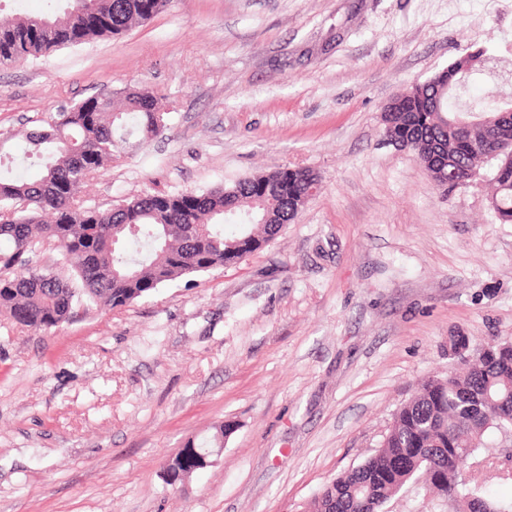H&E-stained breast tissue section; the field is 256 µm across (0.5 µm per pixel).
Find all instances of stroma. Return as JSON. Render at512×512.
Instances as JSON below:
<instances>
[{
  "label": "stroma",
  "instance_id": "stroma-1",
  "mask_svg": "<svg viewBox=\"0 0 512 512\" xmlns=\"http://www.w3.org/2000/svg\"><path fill=\"white\" fill-rule=\"evenodd\" d=\"M169 0L122 37L0 66V137L130 84L167 127L84 187L107 208L282 168L320 180L261 250L35 331L0 314V512H304L448 368V338L512 339V224L490 164L445 191L381 114L485 51L512 75V0ZM236 425L169 483L188 440Z\"/></svg>",
  "mask_w": 512,
  "mask_h": 512
}]
</instances>
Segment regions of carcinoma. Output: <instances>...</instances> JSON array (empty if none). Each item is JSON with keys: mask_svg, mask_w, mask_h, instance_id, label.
<instances>
[{"mask_svg": "<svg viewBox=\"0 0 512 512\" xmlns=\"http://www.w3.org/2000/svg\"><path fill=\"white\" fill-rule=\"evenodd\" d=\"M151 17L141 0H72L48 14L1 17L0 64L119 37ZM482 71L477 64L408 86L385 108L384 136L406 142L441 187L465 185L481 163L496 161L491 208L497 221L511 224L512 103L494 108L501 116L492 127L455 103L454 92ZM150 95L129 87L105 102L88 97L70 105L26 134L20 153L42 160L37 178L0 173V242L9 243L0 250V312L16 324L46 330L78 305L120 307L175 280L236 265L242 234H253L259 250L304 205L307 173L285 168L207 191L147 193L105 210L84 206L82 186L112 163L128 125L146 137L165 128L161 108L140 109ZM263 182L277 195L262 206L254 189ZM43 244L59 253L69 277L29 267ZM510 427L512 341H504L425 379L395 412L378 450L325 484L306 512H386L405 489L451 498L460 512H512V500L493 501L483 485L463 477L486 439ZM234 430L227 422L185 447L220 448Z\"/></svg>", "mask_w": 512, "mask_h": 512, "instance_id": "obj_1", "label": "carcinoma"}]
</instances>
